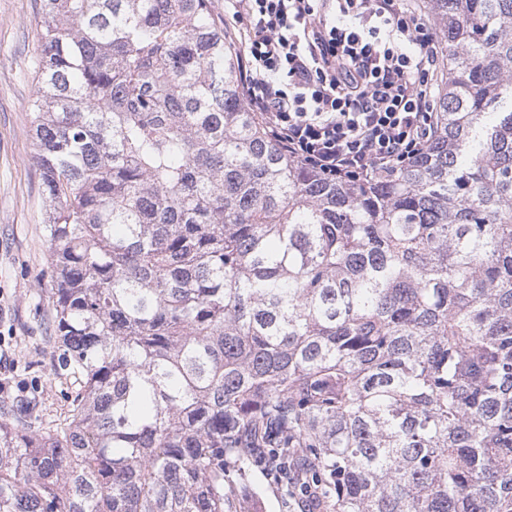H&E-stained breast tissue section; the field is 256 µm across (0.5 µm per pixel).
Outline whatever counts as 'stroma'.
<instances>
[{
  "label": "stroma",
  "mask_w": 512,
  "mask_h": 512,
  "mask_svg": "<svg viewBox=\"0 0 512 512\" xmlns=\"http://www.w3.org/2000/svg\"><path fill=\"white\" fill-rule=\"evenodd\" d=\"M40 26V0H0V404L21 409L35 399L41 420L55 422L67 415L75 382L58 375L48 345L52 282L28 112ZM252 489L241 512H301L262 474Z\"/></svg>",
  "instance_id": "obj_1"
}]
</instances>
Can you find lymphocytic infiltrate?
<instances>
[{
  "mask_svg": "<svg viewBox=\"0 0 512 512\" xmlns=\"http://www.w3.org/2000/svg\"><path fill=\"white\" fill-rule=\"evenodd\" d=\"M243 100L289 158L369 182L434 135L436 36L408 0H224Z\"/></svg>",
  "mask_w": 512,
  "mask_h": 512,
  "instance_id": "1",
  "label": "lymphocytic infiltrate"
}]
</instances>
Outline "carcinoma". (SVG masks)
<instances>
[{
	"label": "carcinoma",
	"instance_id": "carcinoma-1",
	"mask_svg": "<svg viewBox=\"0 0 512 512\" xmlns=\"http://www.w3.org/2000/svg\"><path fill=\"white\" fill-rule=\"evenodd\" d=\"M30 98L68 417L0 415V512H512V0H428L437 130L293 162L213 0H40ZM253 494L245 508L238 512H300L302 508L280 486L271 485L261 473L252 477Z\"/></svg>",
	"mask_w": 512,
	"mask_h": 512
}]
</instances>
